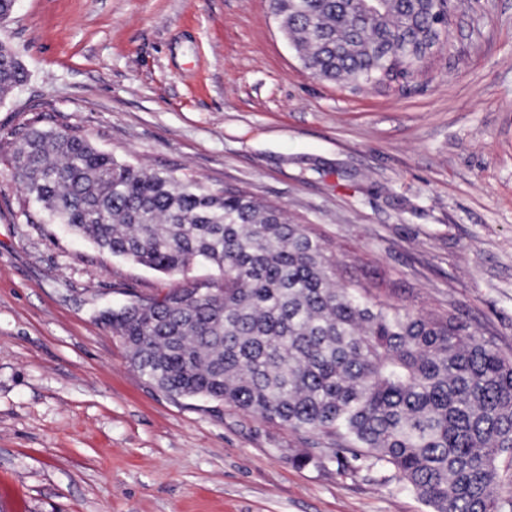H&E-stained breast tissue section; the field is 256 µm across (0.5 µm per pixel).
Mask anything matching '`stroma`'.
Listing matches in <instances>:
<instances>
[{"instance_id": "obj_1", "label": "stroma", "mask_w": 512, "mask_h": 512, "mask_svg": "<svg viewBox=\"0 0 512 512\" xmlns=\"http://www.w3.org/2000/svg\"><path fill=\"white\" fill-rule=\"evenodd\" d=\"M0 100V512H430L394 472L296 465L309 436L173 397L99 309L175 280L40 222L8 162L78 128L136 166L239 188L321 234L336 278L452 312L512 353V0H451L414 77L304 68L269 0H18ZM28 78L18 54L6 41L0 40V99Z\"/></svg>"}]
</instances>
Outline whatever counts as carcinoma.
Listing matches in <instances>:
<instances>
[{"label": "carcinoma", "mask_w": 512, "mask_h": 512, "mask_svg": "<svg viewBox=\"0 0 512 512\" xmlns=\"http://www.w3.org/2000/svg\"><path fill=\"white\" fill-rule=\"evenodd\" d=\"M442 0H270L304 65L366 85L387 63L413 68L437 39ZM28 78L0 40V98ZM47 220L115 257L184 276L98 319L165 392L221 402L316 437L297 457L388 468L431 512H512L499 470L512 460V355L452 314L423 315L336 279L322 240L248 193L210 191L98 149L76 129L32 128L11 156Z\"/></svg>", "instance_id": "obj_1"}]
</instances>
